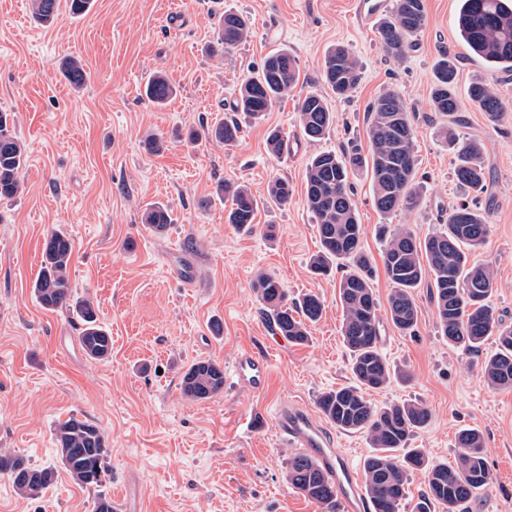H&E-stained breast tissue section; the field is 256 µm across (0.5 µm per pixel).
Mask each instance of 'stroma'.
Segmentation results:
<instances>
[{"label": "stroma", "instance_id": "1", "mask_svg": "<svg viewBox=\"0 0 512 512\" xmlns=\"http://www.w3.org/2000/svg\"><path fill=\"white\" fill-rule=\"evenodd\" d=\"M353 2L93 0L80 17L63 2L55 24L43 28L32 21L27 0H0V111L13 116L28 158L22 192L0 201V448L56 470L54 483L36 498L19 495L0 475V512H93L98 494L114 497L130 485L143 494L147 512H324L289 485L294 450L276 418L284 402L318 414L322 392L353 382L340 331L342 272L310 271L319 237L305 202V172L316 153L351 143L368 148L367 106L385 88L409 108L421 202L383 216L369 174L353 177L365 250L376 268L380 347L392 369L410 375L369 397L379 406L426 404L432 417L410 445L435 462L456 464L458 431L478 430L493 479L466 512H512V389L493 388L482 371L496 344L487 340L477 353L449 345L424 286L414 291V333L397 330L387 313L393 287L376 235L388 223L424 237L440 229L464 195L443 136L448 122L430 105L437 58L444 51L459 55L464 121L455 133L480 142L488 172L479 205L491 234L473 258L493 267L492 305L512 325V74L465 56L456 28L459 0H425V24L401 62L383 49L378 23H358ZM226 9L252 22L250 38L229 51L215 46V15ZM337 44L363 66L348 101L336 99L322 75L324 56ZM278 48L297 59L294 90L262 118L242 119L234 145L191 140V132L233 118L237 87ZM71 56L89 74L78 91L60 70ZM157 73L176 88L162 108L144 95ZM478 79L506 104L500 122L471 104L468 89ZM310 93L322 95L336 117L317 142L297 124L298 102ZM274 128L287 143L278 156L266 148ZM150 134L164 138L163 154L146 152ZM278 178L293 189L284 205L268 198ZM224 181L247 185L256 196L253 231L227 223L231 202L217 192ZM158 202L172 217L161 235L143 223ZM55 230L72 239L70 279L77 296L94 301L112 335L109 359H89L71 315L44 309L33 295L44 239ZM261 271L275 275L289 298L322 299L309 343H271L252 287ZM246 351L272 356L264 392L230 383L210 399L183 395L182 373L192 362L213 359L229 371ZM72 415L89 419L109 440L102 489L77 485L60 466L54 430Z\"/></svg>", "mask_w": 512, "mask_h": 512}]
</instances>
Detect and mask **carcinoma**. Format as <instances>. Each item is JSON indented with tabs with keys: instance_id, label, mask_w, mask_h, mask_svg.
I'll return each mask as SVG.
<instances>
[{
	"instance_id": "obj_1",
	"label": "carcinoma",
	"mask_w": 512,
	"mask_h": 512,
	"mask_svg": "<svg viewBox=\"0 0 512 512\" xmlns=\"http://www.w3.org/2000/svg\"><path fill=\"white\" fill-rule=\"evenodd\" d=\"M457 28L467 50L503 72H512V0H460ZM30 15L40 24L54 21L59 0H29ZM425 22L424 0H395L390 15L379 27L386 53L396 61L405 58L412 46L410 37ZM218 44L229 51L251 35L248 19L226 10L217 21ZM362 64L343 45L331 47L323 63V77L339 99H347L361 79ZM63 74L75 89H82L87 73L81 60L69 57ZM457 65L448 54H440L430 93L432 110L460 122L461 104L456 93ZM299 81L296 58L286 50L271 53L260 71L238 88L234 109L256 119L273 102L290 93ZM174 93L168 78L157 73L145 86L146 98L165 106ZM470 101L491 122L506 111L493 85L472 83ZM370 150L359 148L338 155L333 151L316 154L309 162L305 178V199L315 217L320 250L311 257L310 268L325 274L338 260L346 273L338 290L343 308L341 333L350 353L351 372L356 383L320 394L317 406L336 428L367 435L374 451L364 461L365 487L374 512H401L407 500L408 471H425L428 491L416 505V512H431L438 504L443 512H459L491 480L483 456L481 437L475 429L457 435L461 448L456 466L431 463L417 448L408 447L412 436L427 426L431 413L421 402L398 401L377 406L367 397L370 390L388 385L396 372L379 349L380 321L373 291L374 268L363 249L364 230L358 222L350 175L370 170L374 203L385 216L408 210L418 204L415 182L414 128L403 98L395 91L380 92L368 106ZM297 122L309 141L325 137L334 115L325 99L306 95L297 108ZM241 132L235 120L216 123L206 137L219 144L232 145ZM448 142L455 150L454 176L468 193L487 191L486 164L481 144L461 139L448 130ZM25 149L10 127L9 113L0 112V198L11 199L22 191L20 172L25 167ZM223 195L232 197L228 223L238 229L254 224L257 199L244 185L229 181L220 185ZM292 194L288 181L277 179L268 190L271 201L284 205ZM171 224L166 206L157 204L145 214V225L154 233H164ZM490 224L486 216L462 201L448 211L447 224L424 239L401 225L379 226L384 238L383 263L393 285L388 299L389 316L395 328L411 332L417 325L415 288L427 283L432 290L441 336L466 352H477L490 337L496 351L484 362V372L496 387L512 388V326L495 317L490 300L496 289L492 267L469 258L470 251L487 242ZM72 240L64 231H54L45 239L40 273L33 292L40 305L49 310H65L81 323L79 341L93 360H105L112 352V336L102 327L97 309L88 298L74 297L70 281ZM253 288L263 304L268 321L277 333L293 345L308 342V324L323 314L320 297L307 293L288 303L287 293L273 275L260 273ZM182 391L192 400H204L224 390V368L210 359L193 362L182 375ZM55 439L61 465L72 480L97 488L108 473L109 448L105 434L87 419L75 415L59 423ZM0 473L9 477L19 494L34 498L55 480V469L35 467L23 457L0 449ZM288 483L304 496L319 503L326 512H336V485L310 458L296 454L288 461Z\"/></svg>"
}]
</instances>
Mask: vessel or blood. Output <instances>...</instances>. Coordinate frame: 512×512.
I'll list each match as a JSON object with an SVG mask.
<instances>
[{"instance_id": "vessel-or-blood-1", "label": "vessel or blood", "mask_w": 512, "mask_h": 512, "mask_svg": "<svg viewBox=\"0 0 512 512\" xmlns=\"http://www.w3.org/2000/svg\"><path fill=\"white\" fill-rule=\"evenodd\" d=\"M389 9V0H357V18L362 25L371 24ZM272 369L269 353L248 351L240 354L233 366V376L239 385L260 393L268 384ZM279 434L289 445L316 460L335 481L338 490V512H365L360 479L356 468L339 458L331 448L320 423L305 409L286 404L278 410Z\"/></svg>"}]
</instances>
